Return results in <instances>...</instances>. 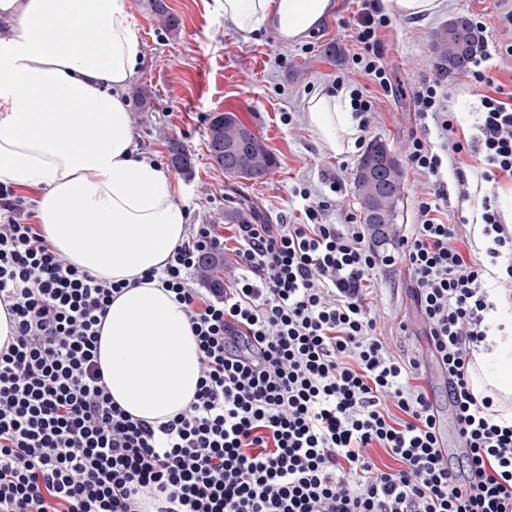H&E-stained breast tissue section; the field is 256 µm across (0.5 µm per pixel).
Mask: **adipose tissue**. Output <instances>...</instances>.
Instances as JSON below:
<instances>
[{
    "label": "adipose tissue",
    "mask_w": 512,
    "mask_h": 512,
    "mask_svg": "<svg viewBox=\"0 0 512 512\" xmlns=\"http://www.w3.org/2000/svg\"><path fill=\"white\" fill-rule=\"evenodd\" d=\"M242 34L264 26L272 0H220ZM143 59L127 0H0V183L40 189L38 220L70 263L123 283L102 320L99 362L112 400L157 425L193 401L199 349L184 303L145 275L162 271L186 235L170 170L141 153L126 94ZM322 147L342 153L358 134L342 96L305 102ZM470 367L476 398L512 423V317L489 293Z\"/></svg>",
    "instance_id": "obj_1"
}]
</instances>
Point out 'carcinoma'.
Instances as JSON below:
<instances>
[{
  "mask_svg": "<svg viewBox=\"0 0 512 512\" xmlns=\"http://www.w3.org/2000/svg\"><path fill=\"white\" fill-rule=\"evenodd\" d=\"M151 9L162 24L170 30L178 28V19L167 10V6L150 3ZM478 47V34L471 20L459 21L454 16L435 32L431 53L439 72L463 73ZM244 123L234 114H224V144L237 139ZM247 159L243 166L234 170L224 168L229 178H243L259 182L265 180L277 166V158L263 142L254 136L247 146ZM354 189L362 204L363 223L372 227L376 224H393L399 204L404 195V177L398 158L382 141L373 140L368 144L352 174ZM225 218L235 224L248 219L263 220L265 216L254 206L246 209H230ZM224 271V260L198 265V276L205 283L220 288L224 280L219 273Z\"/></svg>",
  "mask_w": 512,
  "mask_h": 512,
  "instance_id": "obj_1",
  "label": "carcinoma"
}]
</instances>
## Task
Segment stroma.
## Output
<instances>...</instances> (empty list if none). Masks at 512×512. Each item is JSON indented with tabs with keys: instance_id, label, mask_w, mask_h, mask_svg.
Wrapping results in <instances>:
<instances>
[{
	"instance_id": "stroma-1",
	"label": "stroma",
	"mask_w": 512,
	"mask_h": 512,
	"mask_svg": "<svg viewBox=\"0 0 512 512\" xmlns=\"http://www.w3.org/2000/svg\"><path fill=\"white\" fill-rule=\"evenodd\" d=\"M129 22L142 44L143 62L128 91L129 112L141 150L159 163H167L169 139H179L193 157L188 174L174 173L175 201L191 224H223L224 212L238 199L254 201L273 224L306 223L307 202L321 204L323 223L341 224L346 218L361 222V205L352 173L372 140L384 141L405 160L413 137L432 145L442 142L436 126H422L414 92L436 78L430 45L437 29L449 18L467 15L483 22V41L489 46L512 43V26L504 21L512 13V0H441L428 18L402 15L393 0L383 12L390 19L383 28V63L390 84L380 87L367 76L353 56L359 50L354 18L358 0H333L332 11L300 40L276 38L263 28L243 35L225 18L218 0H167L179 20L167 30L149 7V0H127ZM338 46L340 57L327 49ZM448 109L455 117L456 136L478 137L482 92L470 73L443 77ZM361 90L372 103L369 127L350 149L335 154L321 148L304 112L306 100L329 90ZM235 113L261 136L278 165L264 181L252 183L226 178L207 151V129L213 115ZM467 176L468 194L459 196L455 169ZM482 166L471 154L456 157L440 177L413 170L404 172V200L397 224L411 233L419 221V201L442 190L440 219L448 224L466 220V233L480 221L481 201L487 184ZM377 316V334L385 346L403 357L419 359V384L428 393L444 433L449 467H458L454 410L448 384L437 370L427 338V326L411 288L408 270L401 265L375 271L368 289Z\"/></svg>"
}]
</instances>
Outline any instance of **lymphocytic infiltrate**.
Returning a JSON list of instances; mask_svg holds the SVG:
<instances>
[{"label": "lymphocytic infiltrate", "instance_id": "obj_1", "mask_svg": "<svg viewBox=\"0 0 512 512\" xmlns=\"http://www.w3.org/2000/svg\"><path fill=\"white\" fill-rule=\"evenodd\" d=\"M376 0L357 18V61L387 85ZM439 80L414 94L442 151L414 138L410 168L439 176L444 155H480L486 254L512 288V227L497 205L512 180V88L482 95L480 135L453 136ZM0 187V302L13 320L0 347V512H512V425L494 423L470 383L471 347L485 321V266L464 256L458 225L419 204V222L392 253L361 224H240L241 271L220 288L190 282L201 255H223L215 225L197 224L159 283L184 302L199 342L201 384L191 404L159 425L111 399L98 364L100 325L122 286L66 260L39 225L21 221ZM407 268L448 376L464 447L455 471L439 442L420 363L384 347L366 302L375 269ZM381 448L392 467L376 465Z\"/></svg>", "mask_w": 512, "mask_h": 512}]
</instances>
